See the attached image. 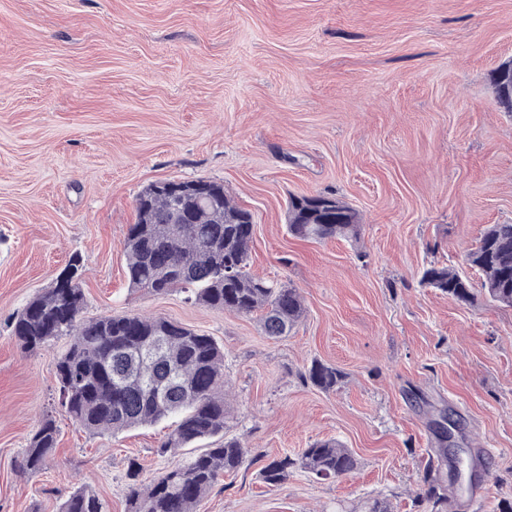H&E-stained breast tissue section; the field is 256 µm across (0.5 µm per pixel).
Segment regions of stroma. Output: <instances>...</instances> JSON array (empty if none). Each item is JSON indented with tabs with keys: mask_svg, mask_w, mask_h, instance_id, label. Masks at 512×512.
Masks as SVG:
<instances>
[{
	"mask_svg": "<svg viewBox=\"0 0 512 512\" xmlns=\"http://www.w3.org/2000/svg\"><path fill=\"white\" fill-rule=\"evenodd\" d=\"M512 60V0H0V512H57L77 486L125 512L129 462L170 466L166 424L117 437L78 427L58 401L69 341L29 351L11 316L73 255L82 316H161L224 349V431L250 463L197 512H428L433 470L451 512L512 504V308L463 304L422 283L512 223V112L492 72ZM223 183L254 222L251 274L298 289L280 339L256 317L130 289L135 200L163 180ZM333 193L355 239L292 237L293 196ZM340 370L325 391L312 361ZM58 443L20 467L39 421ZM337 439L358 466L321 480L260 468ZM488 492L454 481L482 449Z\"/></svg>",
	"mask_w": 512,
	"mask_h": 512,
	"instance_id": "35a3bbf8",
	"label": "stroma"
}]
</instances>
